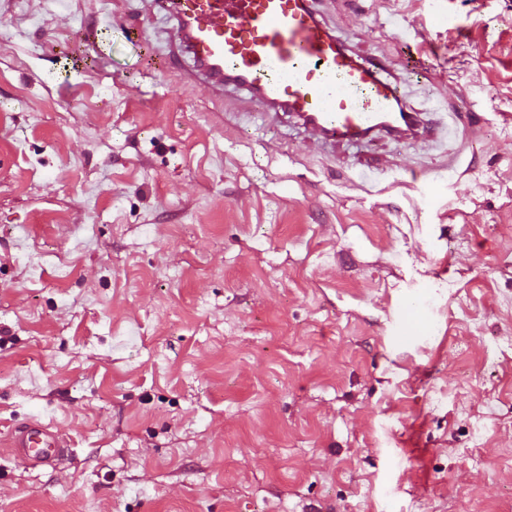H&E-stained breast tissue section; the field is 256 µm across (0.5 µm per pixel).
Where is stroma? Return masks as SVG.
Instances as JSON below:
<instances>
[{
  "label": "stroma",
  "mask_w": 512,
  "mask_h": 512,
  "mask_svg": "<svg viewBox=\"0 0 512 512\" xmlns=\"http://www.w3.org/2000/svg\"><path fill=\"white\" fill-rule=\"evenodd\" d=\"M315 9L419 135L174 94L152 0H0V512H512V0ZM9 442L14 455L33 468L55 465L69 448L56 430L38 421H28L15 427Z\"/></svg>",
  "instance_id": "1"
}]
</instances>
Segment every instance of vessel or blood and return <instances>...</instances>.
Listing matches in <instances>:
<instances>
[{
    "label": "vessel or blood",
    "mask_w": 512,
    "mask_h": 512,
    "mask_svg": "<svg viewBox=\"0 0 512 512\" xmlns=\"http://www.w3.org/2000/svg\"><path fill=\"white\" fill-rule=\"evenodd\" d=\"M177 22L175 38L193 62L180 91L197 82L215 91L252 94L278 118L289 114L326 143L374 133L413 131L398 90L380 77V63L356 59L320 19L313 0H154ZM15 456L50 467L68 443L51 426L28 421L10 434Z\"/></svg>",
    "instance_id": "b4317fda"
}]
</instances>
